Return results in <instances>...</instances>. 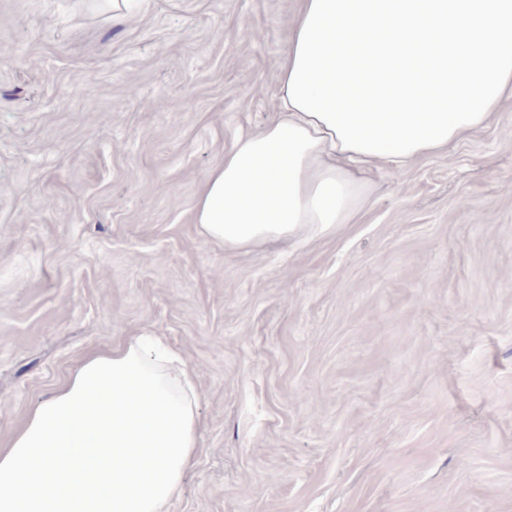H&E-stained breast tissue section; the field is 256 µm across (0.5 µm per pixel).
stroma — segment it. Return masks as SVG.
I'll return each instance as SVG.
<instances>
[{"instance_id": "1", "label": "stroma", "mask_w": 512, "mask_h": 512, "mask_svg": "<svg viewBox=\"0 0 512 512\" xmlns=\"http://www.w3.org/2000/svg\"><path fill=\"white\" fill-rule=\"evenodd\" d=\"M297 0H0V442L143 330L205 421L171 512H512V99L358 223L230 249L205 174L276 110Z\"/></svg>"}]
</instances>
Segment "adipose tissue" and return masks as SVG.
Here are the masks:
<instances>
[{
    "instance_id": "obj_1",
    "label": "adipose tissue",
    "mask_w": 512,
    "mask_h": 512,
    "mask_svg": "<svg viewBox=\"0 0 512 512\" xmlns=\"http://www.w3.org/2000/svg\"><path fill=\"white\" fill-rule=\"evenodd\" d=\"M512 97V0H300L278 110L205 177L196 222L228 248L354 223L371 171L489 126ZM166 337L92 349L0 448V512H169L203 437Z\"/></svg>"
}]
</instances>
